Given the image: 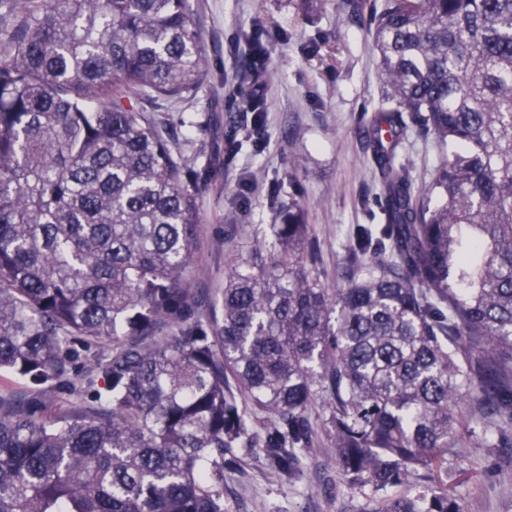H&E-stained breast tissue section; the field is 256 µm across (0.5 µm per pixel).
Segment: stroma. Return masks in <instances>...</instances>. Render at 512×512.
Masks as SVG:
<instances>
[{
    "label": "stroma",
    "instance_id": "stroma-1",
    "mask_svg": "<svg viewBox=\"0 0 512 512\" xmlns=\"http://www.w3.org/2000/svg\"><path fill=\"white\" fill-rule=\"evenodd\" d=\"M202 39L207 75L179 101L145 108L166 129L187 163L184 187L197 203L198 235L187 273L191 318L222 311L224 275L253 237L268 235L289 204L300 205L321 255L329 285L342 283L360 226L385 223L372 152L363 136L384 89L378 52L366 17L350 19L343 0H186ZM261 34L266 66L258 80L229 56L230 39ZM262 98L260 138L239 127L247 115L225 105L229 82ZM234 151L232 164L224 155ZM401 154L415 185L428 183L442 151L432 137L407 136ZM89 351L70 359L42 391L0 376V396L23 398L45 417L70 408L72 389ZM313 435L294 475L278 471L261 449L241 448L224 467V512H365L368 486L349 485L336 459L322 403L310 409ZM410 496L445 493L463 512H512V426L486 417L466 422L443 463L399 486Z\"/></svg>",
    "mask_w": 512,
    "mask_h": 512
}]
</instances>
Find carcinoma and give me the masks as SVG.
Returning a JSON list of instances; mask_svg holds the SVG:
<instances>
[{"label": "carcinoma", "mask_w": 512, "mask_h": 512, "mask_svg": "<svg viewBox=\"0 0 512 512\" xmlns=\"http://www.w3.org/2000/svg\"><path fill=\"white\" fill-rule=\"evenodd\" d=\"M385 106L368 130L384 237L323 280L291 206L186 318L199 224L184 162L131 99L204 82L184 0H7L0 14V372L54 381L73 346L95 404L47 418L0 397V512H224V463L292 472L324 398L368 512H462L391 493L456 445L472 404L512 423V0H382ZM448 149L415 188L408 131ZM267 418L264 441L250 432Z\"/></svg>", "instance_id": "carcinoma-1"}]
</instances>
